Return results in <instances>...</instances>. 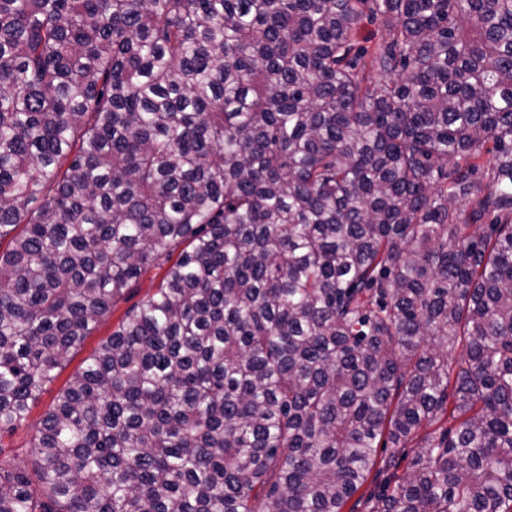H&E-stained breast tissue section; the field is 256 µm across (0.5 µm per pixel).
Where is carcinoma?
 Listing matches in <instances>:
<instances>
[{"mask_svg":"<svg viewBox=\"0 0 512 512\" xmlns=\"http://www.w3.org/2000/svg\"><path fill=\"white\" fill-rule=\"evenodd\" d=\"M3 241L0 512H512V0H0ZM167 266L153 268L128 289L125 296L89 333L80 347L71 351L61 368L56 370L55 379L46 387L31 410L11 436L2 439L7 448H14L18 458L29 462L32 459L30 453L32 441L37 433L39 423L45 412L50 408L58 392L66 385L70 377L85 366V360L94 352L98 345L105 341L116 328L124 314L143 301L149 294L155 291L160 284ZM433 430H434V428H432V427H427V428L421 429L419 432V435L415 439L401 445V446H405V448H392V444L384 436L381 439V442H380L379 448H378V459H377L378 464L371 471L365 484L353 496V498L348 502L344 511L349 512V509L353 506V504L358 499H360V502L358 503V505H360V506L355 509V512H368L370 509H368L367 506L369 505L368 500L372 499L370 497L371 493L373 492V490L377 491L379 487H382L385 483V478L387 477L385 472L384 473L377 472V470L379 468V462L381 461V459L385 456H388L392 452H395L396 455L398 457H400V463L398 465L397 473L399 476H401L404 473V471L406 470L407 465H408L409 461L411 460V458L414 457L416 455V453L418 452L419 446L422 442V439L428 433H432ZM383 444H385V448H383Z\"/></svg>","mask_w":512,"mask_h":512,"instance_id":"carcinoma-1","label":"carcinoma"}]
</instances>
